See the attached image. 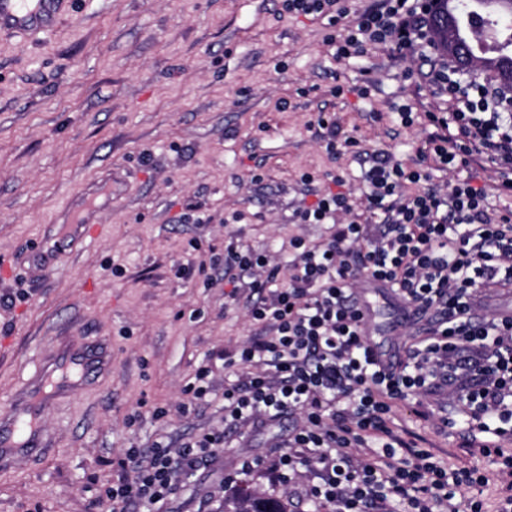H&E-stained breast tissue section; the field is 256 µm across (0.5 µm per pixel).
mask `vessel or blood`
Wrapping results in <instances>:
<instances>
[{
    "mask_svg": "<svg viewBox=\"0 0 512 512\" xmlns=\"http://www.w3.org/2000/svg\"><path fill=\"white\" fill-rule=\"evenodd\" d=\"M73 0H0V32L35 36L54 29L70 13ZM87 216L73 213L58 243L43 245L35 254L39 270H49L59 245L84 241L90 234ZM112 359L105 343L67 336L50 346L34 376L15 397L11 410L0 415V467L14 466L42 454L47 445L40 422L42 411L57 399L72 395L106 376Z\"/></svg>",
    "mask_w": 512,
    "mask_h": 512,
    "instance_id": "1",
    "label": "vessel or blood"
}]
</instances>
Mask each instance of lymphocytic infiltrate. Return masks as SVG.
I'll use <instances>...</instances> for the list:
<instances>
[{"label": "lymphocytic infiltrate", "instance_id": "lymphocytic-infiltrate-1", "mask_svg": "<svg viewBox=\"0 0 512 512\" xmlns=\"http://www.w3.org/2000/svg\"><path fill=\"white\" fill-rule=\"evenodd\" d=\"M433 0H279V15L309 16L328 27L338 56L383 47L389 63L407 69L429 96L421 112L401 107L403 126L421 122L427 135L421 167L404 165L387 150L362 169L363 214H355L342 175L313 204L298 203L297 224L326 225L317 243L293 237L287 279L268 254L232 242L224 248V281L248 287L260 331L225 352L234 371L216 391L209 367H199L187 392L192 400L220 397L224 430L150 454L127 449L117 462L124 475L104 489L107 512H161L181 477H193L224 447L226 430L300 420L288 452L271 460L241 456L242 473L268 468L275 482L301 490L315 512H485L480 495L488 478L479 468H451L430 450L405 440L392 419L397 404L414 402L417 416L444 433L462 435L500 477L497 512H512V453L501 440L512 421V313L484 306L487 290L512 286V210L489 203L472 171L490 164L498 192L512 194V111L492 81L463 82L429 37ZM436 171L454 172L446 186ZM374 278L415 305L419 320L410 343L380 365L369 342L358 288Z\"/></svg>", "mask_w": 512, "mask_h": 512}]
</instances>
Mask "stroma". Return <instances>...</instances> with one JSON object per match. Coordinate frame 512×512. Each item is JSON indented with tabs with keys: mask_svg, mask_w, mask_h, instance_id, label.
<instances>
[{
	"mask_svg": "<svg viewBox=\"0 0 512 512\" xmlns=\"http://www.w3.org/2000/svg\"><path fill=\"white\" fill-rule=\"evenodd\" d=\"M75 2L51 34L0 35V410L56 337L107 342L112 372L45 410L49 450L0 469V512H99L93 502L116 481L112 462L125 449L223 430L221 402L192 403L185 388L206 364L223 388L220 353L254 327L244 301L226 295L221 271L208 279L197 269L223 258L231 239L284 267L291 237L326 236L325 225L292 221L296 203L315 201L301 196L299 179L310 173L320 188L331 171L357 191L361 164L349 152L329 160L312 130L318 112L335 114L365 155L385 149L413 165L425 137L391 110L419 96L386 69L385 52L333 58L324 24L279 16L277 0ZM369 74L379 88L365 99L356 89ZM107 177L112 203L97 215V237L32 275L31 250L57 239L86 185ZM180 266L189 278L176 277ZM19 283L28 301L4 305ZM396 415L457 465L458 438L409 405ZM292 425L284 417L230 433L164 512H217L243 488L304 512L265 471L236 468L241 455L287 446Z\"/></svg>",
	"mask_w": 512,
	"mask_h": 512,
	"instance_id": "35a3bbf8",
	"label": "stroma"
}]
</instances>
